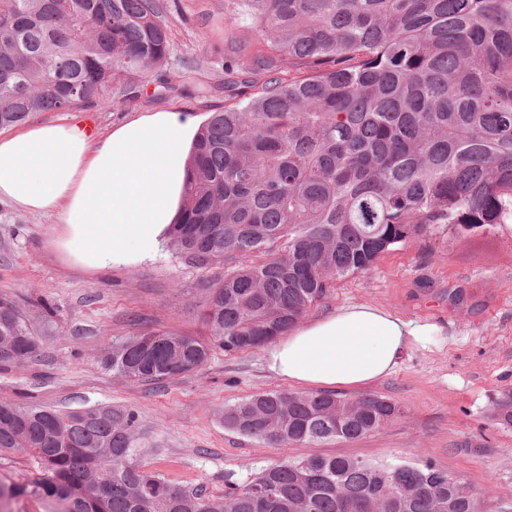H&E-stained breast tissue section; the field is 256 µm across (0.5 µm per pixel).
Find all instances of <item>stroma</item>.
I'll return each mask as SVG.
<instances>
[{
  "label": "stroma",
  "instance_id": "35a3bbf8",
  "mask_svg": "<svg viewBox=\"0 0 512 512\" xmlns=\"http://www.w3.org/2000/svg\"><path fill=\"white\" fill-rule=\"evenodd\" d=\"M171 34L168 65L136 96L111 107L79 106L50 119L88 121L99 130L147 110L189 109L201 119L244 102L224 69L230 48L253 53L263 37L250 21L230 20L225 0H164ZM49 219L0 211V290L49 301L54 328L26 366L0 370V398L58 410L131 409L140 419L139 461L176 486L223 496L226 475L246 480L270 460L310 454L377 461L428 459L470 487L480 512H512V426L493 417L512 391V223L458 237L439 229L390 251L368 272L334 283L311 317L348 304H372L442 330L413 346L369 393L399 403L404 418L352 442L271 448L226 429L225 405L290 385L265 365L264 350L215 352L194 372L162 382L131 380L103 365L113 340L142 329L200 333L198 315L211 280L172 248L134 268L91 275L66 266L49 244Z\"/></svg>",
  "mask_w": 512,
  "mask_h": 512
}]
</instances>
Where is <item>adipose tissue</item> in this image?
<instances>
[{"mask_svg": "<svg viewBox=\"0 0 512 512\" xmlns=\"http://www.w3.org/2000/svg\"><path fill=\"white\" fill-rule=\"evenodd\" d=\"M199 121L142 112L101 131L70 121L0 130V205L51 219V244L70 265L101 274L155 261L182 213ZM437 325L350 304L269 345L268 370L306 388H356L392 374Z\"/></svg>", "mask_w": 512, "mask_h": 512, "instance_id": "adipose-tissue-1", "label": "adipose tissue"}]
</instances>
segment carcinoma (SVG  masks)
I'll use <instances>...</instances> for the list:
<instances>
[{
    "label": "carcinoma",
    "mask_w": 512,
    "mask_h": 512,
    "mask_svg": "<svg viewBox=\"0 0 512 512\" xmlns=\"http://www.w3.org/2000/svg\"><path fill=\"white\" fill-rule=\"evenodd\" d=\"M265 49L234 61L256 88L214 112L190 159L170 245L222 264L200 320L208 338L145 330L105 366L141 382L194 371L220 349L260 348L299 324L341 278L436 228L512 220V0H226ZM163 0H0V128L35 112L116 103L167 63ZM307 71L285 76L284 65ZM52 308L0 293V369L38 351ZM405 416L379 395L266 391L224 407V427L269 447L352 441ZM512 426V394L497 401ZM138 414L0 399V506L50 512H477L428 461L309 455L268 462L224 497L187 492L137 463ZM0 473L17 482H23L31 475L32 471L25 458L8 455L0 457Z\"/></svg>",
    "instance_id": "carcinoma-1"
}]
</instances>
